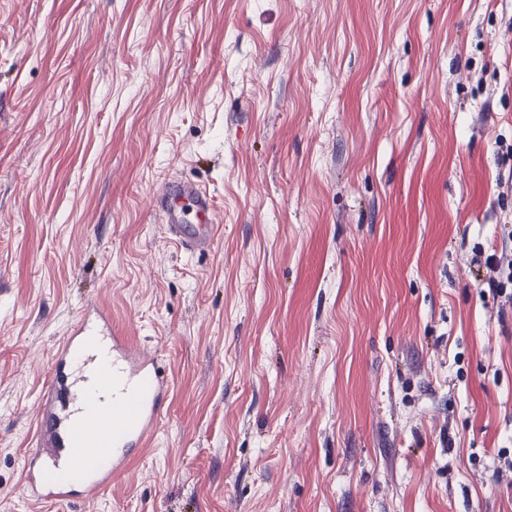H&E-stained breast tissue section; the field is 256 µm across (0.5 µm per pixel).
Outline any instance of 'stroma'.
<instances>
[{
  "mask_svg": "<svg viewBox=\"0 0 512 512\" xmlns=\"http://www.w3.org/2000/svg\"><path fill=\"white\" fill-rule=\"evenodd\" d=\"M512 0H0V512H512ZM206 185L184 251L155 194ZM96 299L171 404L25 498ZM181 196L193 199L197 212L202 215L200 224H188L184 220L181 211L174 205L176 198ZM158 207L167 231L181 247L195 252L210 247L215 213L212 198L205 188L186 181L170 182L158 198ZM507 247L505 245V253L504 249L501 250V258L502 261L499 258V261L497 262V266L495 269H497V272L499 275L497 277H490V279L487 282L488 287L496 297H504L506 298V302H509V304L512 307V290L507 293L508 286L510 285V288H512V259H507ZM505 255V256H504ZM505 258V259H504ZM504 260H506L504 262Z\"/></svg>",
  "mask_w": 512,
  "mask_h": 512,
  "instance_id": "1",
  "label": "stroma"
}]
</instances>
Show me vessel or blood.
Here are the masks:
<instances>
[{"label": "vessel or blood", "mask_w": 512, "mask_h": 512, "mask_svg": "<svg viewBox=\"0 0 512 512\" xmlns=\"http://www.w3.org/2000/svg\"><path fill=\"white\" fill-rule=\"evenodd\" d=\"M158 207L181 247H210L215 213L205 188L170 182ZM170 394L155 357L134 352L98 302L87 301L52 357L39 446L22 469L26 496L54 503L96 497L124 473L131 449L155 432Z\"/></svg>", "instance_id": "b4317fda"}]
</instances>
